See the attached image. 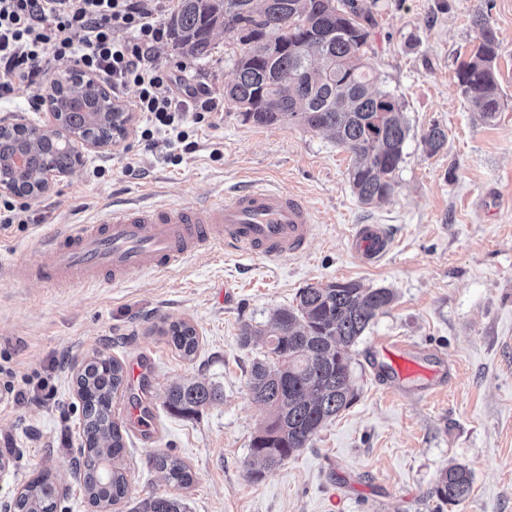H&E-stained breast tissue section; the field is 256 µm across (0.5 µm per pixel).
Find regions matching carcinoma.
<instances>
[{
  "label": "carcinoma",
  "mask_w": 512,
  "mask_h": 512,
  "mask_svg": "<svg viewBox=\"0 0 512 512\" xmlns=\"http://www.w3.org/2000/svg\"><path fill=\"white\" fill-rule=\"evenodd\" d=\"M304 7L315 17L310 28L289 22ZM363 20L359 0H179L168 27L175 49L196 60L211 55L214 30L235 35L248 29L249 35L238 38L235 79L224 88V100L236 107L253 105L254 111L243 116L256 125L329 133L355 156L349 182L358 199L369 205L392 195L409 127L401 100L379 87V77L364 62L369 31ZM472 23L479 29V44L470 60L459 64L456 77L475 111L490 121L501 107L495 66L499 44L483 14H475ZM50 100L59 112L113 111L110 93L84 84L75 69L54 78ZM423 143L434 155L447 143V134L434 125ZM74 150L75 141L67 136L39 147L41 156L58 162ZM392 300L387 288L330 282L299 290L295 304L275 310L265 328H242L243 345L259 342L264 348L252 363L247 384L252 398L269 412L267 424L250 443L253 464L259 466L253 475L282 464L353 403L349 351ZM167 335L182 356L195 354L194 327L174 323ZM124 383L121 363L103 355L88 361L77 376L86 440L79 469L89 501L100 509L128 493L122 467L126 446L112 419L113 399ZM220 399L215 385L191 380L169 387L164 405L175 416L193 417ZM154 465L177 487L192 482L188 467L176 457L158 453ZM472 486L467 467L450 465L438 475L431 497L443 505H460L469 499ZM56 508L47 474L33 478L14 505L15 512ZM141 512H186V506L163 492L144 500Z\"/></svg>",
  "instance_id": "carcinoma-1"
}]
</instances>
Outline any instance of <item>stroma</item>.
<instances>
[{
    "mask_svg": "<svg viewBox=\"0 0 512 512\" xmlns=\"http://www.w3.org/2000/svg\"><path fill=\"white\" fill-rule=\"evenodd\" d=\"M364 2L365 59L403 102L410 127L388 202L358 200L348 176L353 156L326 134L257 126L225 104L235 44L218 33L205 60L181 56L168 42L157 49L161 63L207 83L217 103L194 151L170 163L173 147L145 146L130 121L124 139L84 150L76 172L30 201L31 223L0 227L6 267L66 225L93 220L105 204L205 206L254 185L303 197L315 220L308 248L277 260L214 244L164 273L134 272L94 288L0 276V386L23 387L38 371L55 392L49 401L36 389L20 401L0 396V457L9 462L0 471V512L43 470L66 487L57 512H95L73 450L85 442L76 370L99 353L145 378L114 398L130 486L112 512H138L162 492L182 499L187 512H434L429 491L451 464L472 471L473 489L444 512H512V0ZM479 11L499 41L504 105L490 121L473 111L456 79L478 42L471 19ZM435 124L448 140L431 155L423 137ZM361 224L391 233V249L376 264L350 251ZM351 280L394 294L351 351L356 399L295 456L253 476L250 442L267 412L247 388L260 350L242 345L240 330L292 305L301 288ZM180 321L199 340L189 358L166 336ZM394 341L435 356L443 387L393 392L378 380L381 346ZM189 379L214 383L223 397L183 419L167 412L163 396ZM140 404L149 409V441L123 414ZM158 449L188 466V487L165 481L153 463Z\"/></svg>",
    "mask_w": 512,
    "mask_h": 512,
    "instance_id": "35a3bbf8",
    "label": "stroma"
}]
</instances>
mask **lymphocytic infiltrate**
<instances>
[{
    "mask_svg": "<svg viewBox=\"0 0 512 512\" xmlns=\"http://www.w3.org/2000/svg\"><path fill=\"white\" fill-rule=\"evenodd\" d=\"M166 8L167 0H0V98L23 91L28 111H41L50 65L74 64L111 84L113 97L135 88L129 106L143 118L142 141L194 151L195 128L216 103L203 84L157 62Z\"/></svg>",
    "mask_w": 512,
    "mask_h": 512,
    "instance_id": "1",
    "label": "lymphocytic infiltrate"
}]
</instances>
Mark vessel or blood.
Instances as JSON below:
<instances>
[{
  "label": "vessel or blood",
  "instance_id": "obj_1",
  "mask_svg": "<svg viewBox=\"0 0 512 512\" xmlns=\"http://www.w3.org/2000/svg\"><path fill=\"white\" fill-rule=\"evenodd\" d=\"M314 220L303 199L277 190L247 186L205 207L133 204L106 207L90 224L69 225L43 248L10 268L15 278L34 276L55 287L91 286L101 278L119 281L134 271L164 272L202 246L275 260L304 251ZM391 238L380 224L359 225L350 249L362 262H378ZM381 370L393 388L436 384L437 370L405 348L388 344Z\"/></svg>",
  "mask_w": 512,
  "mask_h": 512
}]
</instances>
